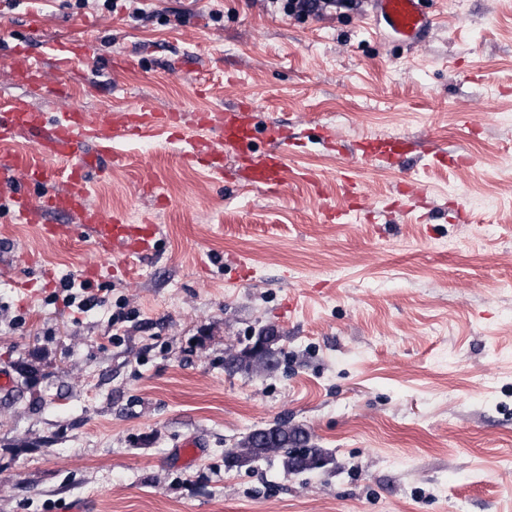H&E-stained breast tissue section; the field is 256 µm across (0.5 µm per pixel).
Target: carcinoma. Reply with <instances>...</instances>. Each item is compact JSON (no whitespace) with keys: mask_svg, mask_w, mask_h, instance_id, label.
<instances>
[{"mask_svg":"<svg viewBox=\"0 0 512 512\" xmlns=\"http://www.w3.org/2000/svg\"><path fill=\"white\" fill-rule=\"evenodd\" d=\"M268 369L269 364L261 355L244 352L235 360L236 372L257 373ZM262 458L279 460L287 475L323 469L332 462L331 454L313 442L306 429L300 425L290 426L286 421L267 428L262 438L252 432L243 436L225 453L231 468H248Z\"/></svg>","mask_w":512,"mask_h":512,"instance_id":"1","label":"carcinoma"}]
</instances>
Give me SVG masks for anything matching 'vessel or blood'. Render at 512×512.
I'll return each mask as SVG.
<instances>
[{
  "mask_svg": "<svg viewBox=\"0 0 512 512\" xmlns=\"http://www.w3.org/2000/svg\"><path fill=\"white\" fill-rule=\"evenodd\" d=\"M375 26L390 37L411 45L432 28L434 18L422 0H372ZM90 42H82L73 52L53 49L52 68L41 59L17 48L0 55V70L30 93L57 97L64 92L66 77L77 56L90 53ZM253 103L244 98L216 115L197 113L195 125L205 138L190 140L183 154L186 161L207 167L215 176L224 174V157L233 155L245 164V180L252 187L278 191L284 189L288 157L299 145L287 126L272 128L270 147L260 155L251 145L255 137ZM182 114L176 110H156L140 102L115 114L109 110L87 113L72 109L49 114L32 109L25 98L0 101V187L10 190L12 216L16 223L38 227L43 238L59 240L72 231L87 235L104 256L121 249L139 256L153 249L159 234L150 222L128 223L121 214L108 215L89 200L93 177H104L112 167L122 165L115 149L121 140L153 137L155 132L181 137ZM29 137L32 148L19 147ZM410 152L405 140L386 144H364L359 158L388 165L402 164ZM60 216L57 224L47 215Z\"/></svg>",
  "mask_w": 512,
  "mask_h": 512,
  "instance_id": "obj_1",
  "label": "vessel or blood"
}]
</instances>
